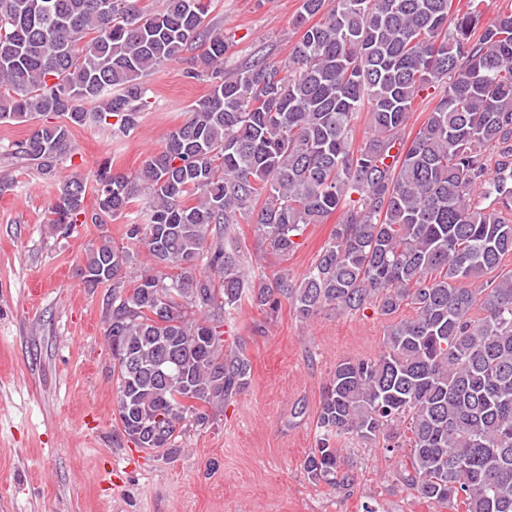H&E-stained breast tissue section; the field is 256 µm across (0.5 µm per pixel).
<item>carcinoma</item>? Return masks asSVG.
Here are the masks:
<instances>
[{
    "instance_id": "1",
    "label": "carcinoma",
    "mask_w": 512,
    "mask_h": 512,
    "mask_svg": "<svg viewBox=\"0 0 512 512\" xmlns=\"http://www.w3.org/2000/svg\"><path fill=\"white\" fill-rule=\"evenodd\" d=\"M141 2L0 0V122L32 123L12 155L57 182L51 223L68 234L151 200L125 231L150 270L127 277L137 254L107 235L78 269L89 288L112 283L122 434L174 454L187 426L214 423L248 388L250 361L221 330L244 298L267 315L285 300L303 320L409 306L379 356L336 364L304 470L349 492L338 442L378 441L408 449L398 481L426 502L512 512V272L486 278L512 255V8L482 26L486 0H302L288 59L229 67L211 0ZM198 43L185 76L209 95L136 176L102 165L88 211L87 179L58 175L71 129L91 114L129 135L151 104L147 77ZM337 212L301 280L250 281L240 221L286 258ZM442 90V86H439L433 95L425 97L426 93H422V97H418L414 101V104L412 106L411 118L408 121L407 127L404 131L405 139L407 137L408 140L412 139V137L415 135L419 127L426 120L428 112H430L436 105Z\"/></svg>"
}]
</instances>
